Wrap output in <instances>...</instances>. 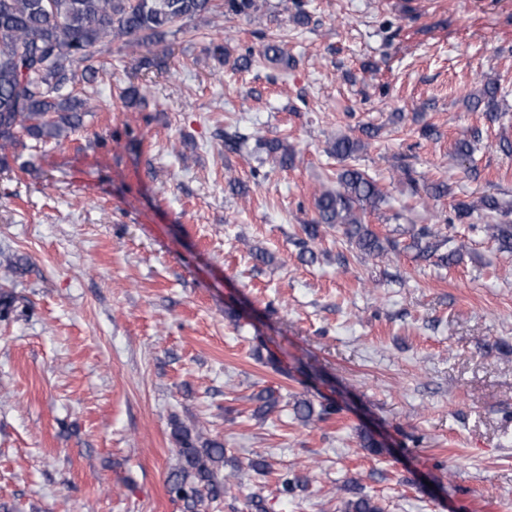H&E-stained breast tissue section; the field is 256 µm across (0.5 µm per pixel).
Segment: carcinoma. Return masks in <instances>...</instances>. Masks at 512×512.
Masks as SVG:
<instances>
[{
	"label": "carcinoma",
	"mask_w": 512,
	"mask_h": 512,
	"mask_svg": "<svg viewBox=\"0 0 512 512\" xmlns=\"http://www.w3.org/2000/svg\"><path fill=\"white\" fill-rule=\"evenodd\" d=\"M213 0H0V158L26 147V140L47 142L74 132L84 117L99 110L92 98H79L68 90L75 82L89 83L102 69L101 59L118 50L159 44L170 35L187 32V21L215 11ZM259 9L257 0H224V12L247 15ZM259 57L274 64L290 65L282 41L269 39ZM499 84L488 81L473 102L496 110ZM478 135L465 133L448 164L454 167L471 158ZM224 146L237 153L265 154L273 162L288 167L294 162V150L281 139H266L259 133L245 135L224 131ZM365 147L359 137L340 135L331 144V152L344 165L336 171V187L326 188L315 197L316 217L303 225V251L315 258L310 245L320 237V227H336L351 246L367 258H379L399 248V241L380 236L367 223V216L379 210L385 195L377 182L364 171L345 164ZM459 221L476 211L494 219L505 214L500 201L484 195L477 201H457L452 206ZM484 230L502 250L512 252V224L484 225ZM448 243L436 225H424L412 236L409 247L420 258L434 256L448 262L460 253L459 243L452 253L438 251ZM338 413L331 402L314 409L307 401L296 403L297 416L307 422L325 421ZM177 453L183 465L168 479L171 497L183 501L186 512H198L208 498L218 499L234 475H224V445L182 426L173 431ZM343 512H382L369 496L344 502Z\"/></svg>",
	"instance_id": "cac0c4a2"
}]
</instances>
